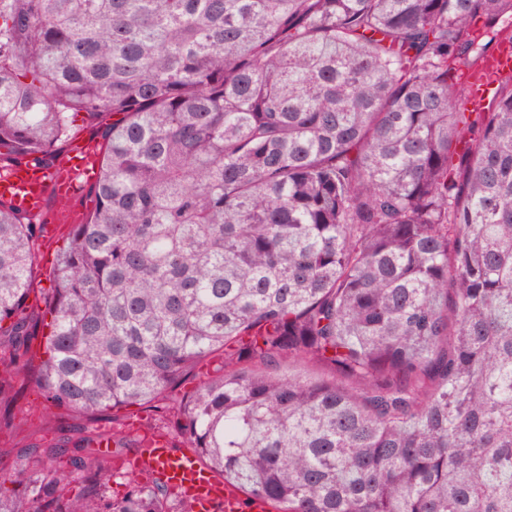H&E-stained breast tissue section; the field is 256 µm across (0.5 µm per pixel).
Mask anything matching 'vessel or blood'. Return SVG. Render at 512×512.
Instances as JSON below:
<instances>
[{
  "mask_svg": "<svg viewBox=\"0 0 512 512\" xmlns=\"http://www.w3.org/2000/svg\"><path fill=\"white\" fill-rule=\"evenodd\" d=\"M512 73V42H503L489 56L482 70L463 69L469 88L466 107L483 111L489 102L486 73ZM98 175V149L93 144H74L68 156L51 165L22 162L0 169V201L17 213L36 218L49 199L67 203L83 196ZM133 470H144L174 492L189 512H268L265 500L244 503L240 493L225 485L203 466L190 450H175L168 439L156 438L132 460Z\"/></svg>",
  "mask_w": 512,
  "mask_h": 512,
  "instance_id": "obj_1",
  "label": "vessel or blood"
}]
</instances>
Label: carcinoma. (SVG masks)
<instances>
[{
    "instance_id": "1",
    "label": "carcinoma",
    "mask_w": 512,
    "mask_h": 512,
    "mask_svg": "<svg viewBox=\"0 0 512 512\" xmlns=\"http://www.w3.org/2000/svg\"><path fill=\"white\" fill-rule=\"evenodd\" d=\"M512 0H0V169L108 140L48 288L0 202V376L138 405L275 512H512ZM45 304L42 315L28 303ZM219 374L167 404L215 357ZM319 364L329 374L283 372ZM91 428L0 455V512H160ZM496 46L497 44L493 42L489 46L488 54L494 52ZM488 72H494L499 75L512 73V42L509 40L503 42L497 50L489 56L481 70L475 71L471 68L462 70L464 82L469 88L466 108L471 112H482L489 102L490 93L484 76V74ZM506 76L508 75L502 77ZM454 77L459 85L466 86L460 79L458 69H456ZM137 480L134 474L127 472L125 468L116 469L112 468V477L107 483V494L112 495V498L120 499L127 491L133 486V481Z\"/></svg>"
}]
</instances>
